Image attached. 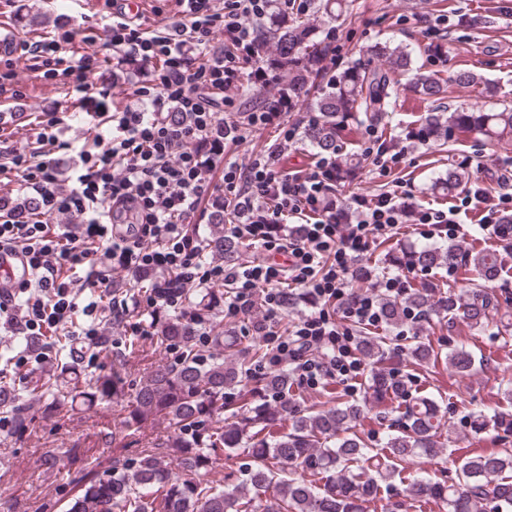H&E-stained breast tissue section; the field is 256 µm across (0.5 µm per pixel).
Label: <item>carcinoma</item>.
<instances>
[{"label": "carcinoma", "mask_w": 512, "mask_h": 512, "mask_svg": "<svg viewBox=\"0 0 512 512\" xmlns=\"http://www.w3.org/2000/svg\"><path fill=\"white\" fill-rule=\"evenodd\" d=\"M281 70L288 73V87L304 102L310 83L321 78L322 60L327 50L324 41L314 39L313 28L301 20L277 27L273 33ZM372 55L388 62L385 68L348 65L327 79V89L316 100V121L309 125L305 138L319 152L338 150V141L349 127V119L362 113L372 121L381 119L391 97V74L408 70L411 52L397 44L375 45ZM415 88L426 98L447 92L436 73L418 76ZM419 136L443 146L456 134H481L489 139L512 137V107L500 110L429 113L418 130ZM468 264L479 283L468 294L434 300L426 288H407L403 297H382L379 306L383 322L400 325L404 312L411 309L423 318L453 321L466 319L475 327L492 320L491 301L482 285L502 271L500 257L492 249L468 252L458 245H425L397 260L408 271ZM164 340L180 348L174 368L161 367L149 372L133 396L131 419L138 424L162 418L179 429H191L193 441L175 437L167 446L181 453L185 468H206L217 457V450H236L242 445L257 469L250 474L252 488L230 483L220 488L172 475L170 461L159 449L144 454L122 467L114 466L102 477L86 482L67 504V512H364L372 502L379 482L400 474L399 466L413 456L438 455L440 441L438 404L427 396H414L401 379L394 380L384 369L389 349L375 336L359 342L361 357L373 367L370 390L376 398L394 396L404 405L402 420L375 445L357 435L355 428L364 414V405L338 402L327 394V407L301 410L288 398L289 376L283 371L268 377L266 387L279 392L282 399L273 405L254 404L240 399L247 416L243 425L224 428L214 435L205 417L218 408L235 405V390L251 378V365L241 358L228 363L205 364L200 350L188 344L185 325L168 322ZM411 362L436 361L445 357L448 367L465 374L477 370L473 353L463 347L447 355L431 344L419 342L410 347ZM94 395L119 401L125 396V381L120 369L101 375L92 382ZM371 463L372 473L355 472L352 464ZM321 476V481L304 477ZM273 488L265 500L259 491ZM406 497L434 502L448 512H512V448L489 454H476L463 460L458 481L441 483L420 478L409 483Z\"/></svg>", "instance_id": "1"}]
</instances>
